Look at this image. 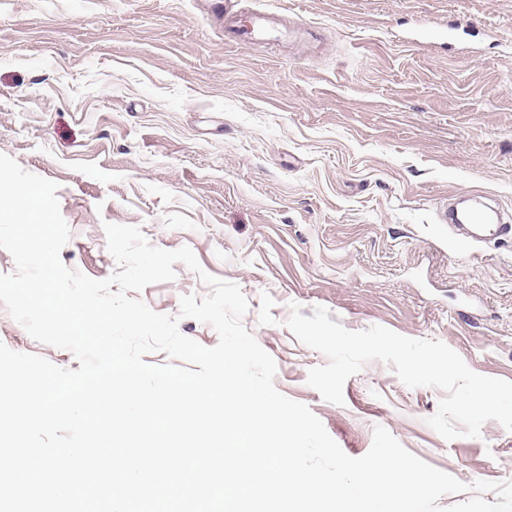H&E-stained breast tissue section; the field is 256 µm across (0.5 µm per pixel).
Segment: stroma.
Returning <instances> with one entry per match:
<instances>
[{"label":"stroma","instance_id":"1","mask_svg":"<svg viewBox=\"0 0 512 512\" xmlns=\"http://www.w3.org/2000/svg\"><path fill=\"white\" fill-rule=\"evenodd\" d=\"M231 3L280 13L278 39L225 32ZM0 153L57 183L68 268L116 270L111 222L239 285L277 390L347 455L379 425L462 482L512 480L498 422L445 440L427 423L441 391L378 360L327 402L306 382L326 356L285 326L290 303L320 305L512 381V239L464 244L438 218L465 194L512 218V0H0ZM174 269L138 294L169 316L208 292ZM179 329L218 342L195 319ZM0 343L80 367L1 305Z\"/></svg>","mask_w":512,"mask_h":512}]
</instances>
